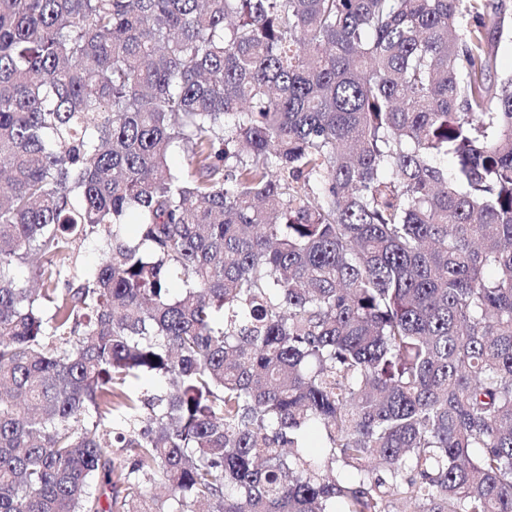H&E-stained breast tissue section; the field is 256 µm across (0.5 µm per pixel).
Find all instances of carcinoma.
<instances>
[{"label": "carcinoma", "instance_id": "cac0c4a2", "mask_svg": "<svg viewBox=\"0 0 512 512\" xmlns=\"http://www.w3.org/2000/svg\"><path fill=\"white\" fill-rule=\"evenodd\" d=\"M506 11L0 0V512H512ZM73 262L71 263L72 275L82 277L83 273L94 267L99 260V252L96 237L79 239L76 243Z\"/></svg>", "mask_w": 512, "mask_h": 512}]
</instances>
